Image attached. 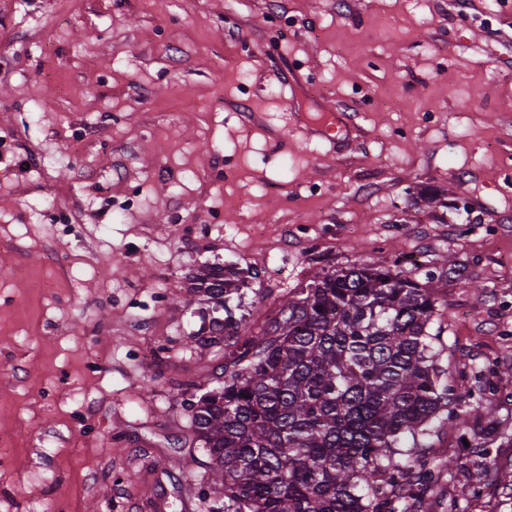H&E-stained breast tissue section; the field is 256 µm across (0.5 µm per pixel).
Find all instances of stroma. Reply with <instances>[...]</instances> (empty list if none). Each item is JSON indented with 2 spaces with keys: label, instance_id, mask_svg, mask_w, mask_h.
<instances>
[{
  "label": "stroma",
  "instance_id": "35a3bbf8",
  "mask_svg": "<svg viewBox=\"0 0 512 512\" xmlns=\"http://www.w3.org/2000/svg\"><path fill=\"white\" fill-rule=\"evenodd\" d=\"M508 156L512 0H0V512H205L191 403L315 273L398 258L446 377L502 379L487 456L472 399L399 512H512ZM205 265L244 277L219 345ZM231 316H227L223 320L218 317H211L208 328V336H200L198 341L204 344H220L224 342V339L230 335V331L237 329L238 322H234Z\"/></svg>",
  "mask_w": 512,
  "mask_h": 512
}]
</instances>
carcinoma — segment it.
Segmentation results:
<instances>
[{
	"mask_svg": "<svg viewBox=\"0 0 512 512\" xmlns=\"http://www.w3.org/2000/svg\"><path fill=\"white\" fill-rule=\"evenodd\" d=\"M432 282L397 260L316 273L266 338L229 354L224 386L192 405L223 490L207 512H396L400 486L420 499L437 485L418 442L435 422L463 423L473 392L462 373L441 380ZM241 284L239 272L211 267L191 292L215 310ZM237 327L213 317L198 341L220 344Z\"/></svg>",
	"mask_w": 512,
	"mask_h": 512,
	"instance_id": "obj_1",
	"label": "carcinoma"
}]
</instances>
